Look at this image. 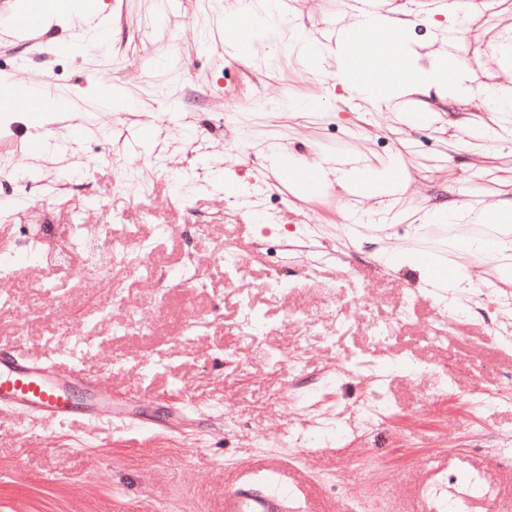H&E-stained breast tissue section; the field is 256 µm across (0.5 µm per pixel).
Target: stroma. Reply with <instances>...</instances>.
<instances>
[{"label": "stroma", "mask_w": 512, "mask_h": 512, "mask_svg": "<svg viewBox=\"0 0 512 512\" xmlns=\"http://www.w3.org/2000/svg\"><path fill=\"white\" fill-rule=\"evenodd\" d=\"M45 2L0 0V68L40 90L0 109V194L13 199L0 209V252L26 240L59 250L74 224L105 248L108 225L122 224L157 275L102 274L74 249L69 270L0 278V348L100 376L142 424L0 412V512H223L225 485L248 476L294 485L284 512H353L367 490L381 512H441L424 486L470 470L499 488L496 512H512V400L472 404L512 380L494 304L512 284L493 262L455 255L472 291L446 318L418 270L385 263L469 236L434 224L418 239L429 210L512 216V123L492 140L469 134L494 119L483 87L512 89L497 49L512 36V0H485L480 14L471 0H381L405 21L377 34L373 58L404 35L430 67L453 27L474 89L457 98L425 84L403 107L339 83L332 49L348 0H291L267 30L241 0H92L96 31L59 0L60 22L15 37ZM303 45L324 52L318 68L299 58ZM271 144L321 188L296 194ZM340 149L374 174L397 167L399 193L349 195L336 182ZM356 210L387 222L355 225ZM35 224L44 235L31 237ZM186 260L203 282L164 287L161 273ZM246 301L263 316L255 340L240 328ZM389 321L394 335L379 343ZM303 391L313 399L302 408ZM371 402L386 413L367 431L359 414Z\"/></svg>", "instance_id": "35a3bbf8"}]
</instances>
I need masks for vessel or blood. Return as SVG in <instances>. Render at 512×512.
<instances>
[{
	"label": "vessel or blood",
	"mask_w": 512,
	"mask_h": 512,
	"mask_svg": "<svg viewBox=\"0 0 512 512\" xmlns=\"http://www.w3.org/2000/svg\"><path fill=\"white\" fill-rule=\"evenodd\" d=\"M38 415L59 422L80 418L111 421L112 392L99 378L55 370L36 357L18 351H0V410ZM288 483L278 492L257 488L243 479L224 488V512H282L293 495Z\"/></svg>",
	"instance_id": "vessel-or-blood-1"
}]
</instances>
